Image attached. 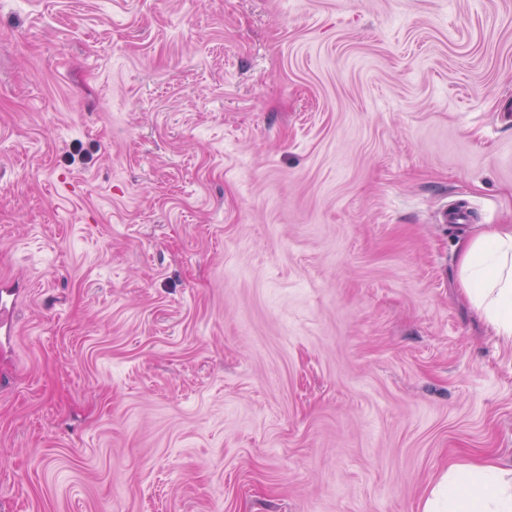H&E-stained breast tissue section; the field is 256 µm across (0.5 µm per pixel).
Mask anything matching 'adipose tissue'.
Wrapping results in <instances>:
<instances>
[{
    "label": "adipose tissue",
    "mask_w": 512,
    "mask_h": 512,
    "mask_svg": "<svg viewBox=\"0 0 512 512\" xmlns=\"http://www.w3.org/2000/svg\"><path fill=\"white\" fill-rule=\"evenodd\" d=\"M456 253L461 297L486 333L511 345L512 225H477ZM419 512H512V472L489 459L449 463Z\"/></svg>",
    "instance_id": "obj_1"
}]
</instances>
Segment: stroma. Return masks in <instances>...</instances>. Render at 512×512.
Here are the masks:
<instances>
[{
    "label": "stroma",
    "instance_id": "1",
    "mask_svg": "<svg viewBox=\"0 0 512 512\" xmlns=\"http://www.w3.org/2000/svg\"><path fill=\"white\" fill-rule=\"evenodd\" d=\"M476 224H512V0H0V512L511 469Z\"/></svg>",
    "mask_w": 512,
    "mask_h": 512
}]
</instances>
